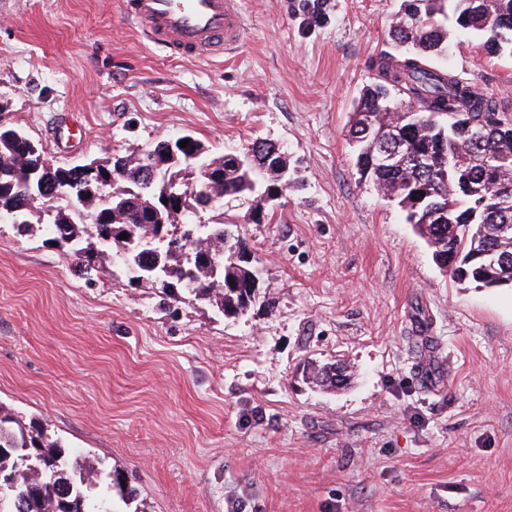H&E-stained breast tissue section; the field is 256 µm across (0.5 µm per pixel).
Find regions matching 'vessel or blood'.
I'll return each instance as SVG.
<instances>
[{
    "label": "vessel or blood",
    "mask_w": 512,
    "mask_h": 512,
    "mask_svg": "<svg viewBox=\"0 0 512 512\" xmlns=\"http://www.w3.org/2000/svg\"><path fill=\"white\" fill-rule=\"evenodd\" d=\"M120 8L148 41L183 58L223 55L244 35L237 0H120Z\"/></svg>",
    "instance_id": "obj_1"
}]
</instances>
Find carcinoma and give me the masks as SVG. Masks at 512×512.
<instances>
[{
	"label": "carcinoma",
	"instance_id": "obj_1",
	"mask_svg": "<svg viewBox=\"0 0 512 512\" xmlns=\"http://www.w3.org/2000/svg\"><path fill=\"white\" fill-rule=\"evenodd\" d=\"M455 30L481 40L490 55L512 56V0H402L401 15L391 29L392 39L408 49L383 55L374 62L377 80L362 89L351 113L348 136L356 147L360 178L389 195L406 214V221L427 242L438 267L450 277L459 269L448 266V255L470 254L473 244L499 247L498 235L512 245V199L491 205L485 194L495 183L484 160L497 154L512 177V112L493 97L478 94L451 69H435L427 58L441 54ZM478 126L484 138L474 141L467 127ZM401 147L404 155L391 168L377 164L382 146ZM275 143L257 139L245 148L251 161L242 165L211 157L224 167V176L201 189L203 173L184 160L169 158L166 142L135 156H114L102 162L115 174L110 187L90 183L77 166L30 168L29 137L16 129L0 130V215L12 214L17 231L39 226L56 241L77 244L84 225L99 228L96 246L74 249L79 271L87 275L97 258L122 252L149 234L169 233L176 213L164 207L165 183L148 179L147 163L164 165L168 180L185 192L184 217L212 212L206 224H182L179 248H140L133 280H150L165 266L179 278L191 276L194 287L184 289L195 299L206 297L226 318L245 314L252 304L251 275L255 265L245 251L229 243L224 213L215 198L258 194L268 200L280 193L288 175L263 165ZM127 239H120L121 235ZM466 281L477 288L512 285V261L483 270L466 266ZM336 363L309 365L312 384L336 388ZM13 474L17 484L0 492V512H114L112 488L122 498L137 495L112 472L95 465L70 462L64 444L46 430L26 424L0 405V476Z\"/></svg>",
	"mask_w": 512,
	"mask_h": 512
}]
</instances>
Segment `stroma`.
Segmentation results:
<instances>
[{
	"instance_id": "obj_1",
	"label": "stroma",
	"mask_w": 512,
	"mask_h": 512,
	"mask_svg": "<svg viewBox=\"0 0 512 512\" xmlns=\"http://www.w3.org/2000/svg\"><path fill=\"white\" fill-rule=\"evenodd\" d=\"M399 5L323 0L310 26L308 0H239V46L187 59L119 0H0V127L54 164L261 138L295 180L261 224L223 201L261 273L236 319L0 223V404L120 471L138 495L115 512H512V288L442 272L345 136ZM430 63L512 106V57L474 36ZM335 360L348 387L306 381Z\"/></svg>"
}]
</instances>
